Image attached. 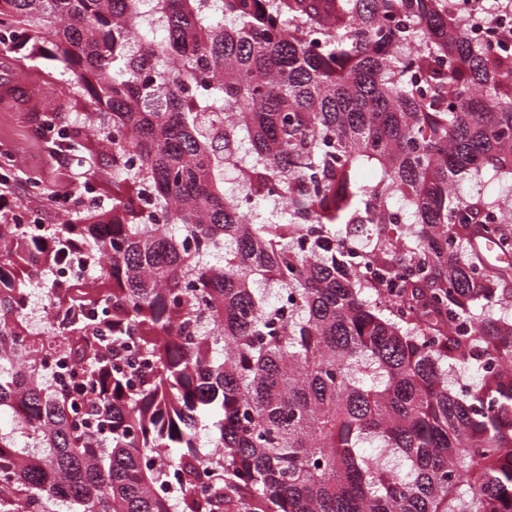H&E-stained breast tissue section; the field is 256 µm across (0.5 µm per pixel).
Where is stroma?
Wrapping results in <instances>:
<instances>
[{"mask_svg":"<svg viewBox=\"0 0 512 512\" xmlns=\"http://www.w3.org/2000/svg\"><path fill=\"white\" fill-rule=\"evenodd\" d=\"M50 45L38 54L28 47L0 45V156L9 155L4 172L20 191V213L37 223L62 226L64 211L53 201L56 191L69 189L83 198L93 189L98 206L112 204V167L99 135L84 132L81 151L72 153L70 175H62L50 143L36 129L48 113L62 125H72L85 111L84 104L69 100L63 66L53 59ZM91 186H84V176Z\"/></svg>","mask_w":512,"mask_h":512,"instance_id":"stroma-1","label":"stroma"}]
</instances>
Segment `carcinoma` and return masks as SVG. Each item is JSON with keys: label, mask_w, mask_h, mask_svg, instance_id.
I'll return each mask as SVG.
<instances>
[{"label": "carcinoma", "mask_w": 512, "mask_h": 512, "mask_svg": "<svg viewBox=\"0 0 512 512\" xmlns=\"http://www.w3.org/2000/svg\"><path fill=\"white\" fill-rule=\"evenodd\" d=\"M0 34L112 162L109 210L0 224V512H512L506 40L448 0H0ZM74 248L97 285L43 280ZM472 4L470 5V3ZM466 2L465 0H451L452 12L463 19L465 24V34L473 40L488 41L496 37V33L500 28L512 27V13H499L492 11V21L478 20L467 18L470 15V7H475L481 1L474 0Z\"/></svg>", "instance_id": "cac0c4a2"}]
</instances>
